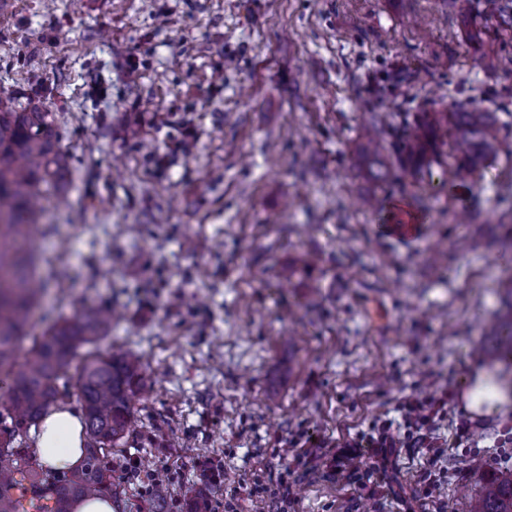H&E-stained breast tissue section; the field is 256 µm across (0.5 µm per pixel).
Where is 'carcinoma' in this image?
Returning a JSON list of instances; mask_svg holds the SVG:
<instances>
[{
	"instance_id": "cac0c4a2",
	"label": "carcinoma",
	"mask_w": 512,
	"mask_h": 512,
	"mask_svg": "<svg viewBox=\"0 0 512 512\" xmlns=\"http://www.w3.org/2000/svg\"><path fill=\"white\" fill-rule=\"evenodd\" d=\"M446 125L461 166L471 169L496 152L512 133L494 113L459 101L448 107L405 112L399 128L370 113L354 152L365 178L386 181L394 166L419 172L435 154L436 132ZM69 157L54 113L41 100L0 93V512H72L94 495L118 496L105 459L132 435L134 406L143 387L139 356L105 354L113 315L88 308L40 328L35 311L60 276L42 273L31 247L42 187L65 192ZM505 310L489 328L500 337L498 359L512 363V279L503 291ZM31 339L25 351L19 343ZM76 397L82 410L85 460L67 479L44 472L28 432L51 409ZM471 512H512V473L491 480L473 499Z\"/></svg>"
}]
</instances>
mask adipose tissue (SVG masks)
Returning <instances> with one entry per match:
<instances>
[{
    "mask_svg": "<svg viewBox=\"0 0 512 512\" xmlns=\"http://www.w3.org/2000/svg\"><path fill=\"white\" fill-rule=\"evenodd\" d=\"M489 367L471 370L463 381L462 403L473 416L505 413L512 409V389L492 384ZM34 446L42 463L55 471L77 469L83 461L81 415L71 408L50 411L33 429Z\"/></svg>",
    "mask_w": 512,
    "mask_h": 512,
    "instance_id": "1",
    "label": "adipose tissue"
}]
</instances>
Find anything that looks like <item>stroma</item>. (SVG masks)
<instances>
[{"label": "stroma", "mask_w": 512, "mask_h": 512, "mask_svg": "<svg viewBox=\"0 0 512 512\" xmlns=\"http://www.w3.org/2000/svg\"><path fill=\"white\" fill-rule=\"evenodd\" d=\"M7 2L0 90L41 96L72 169L43 202L54 232L36 245L68 278L38 316L117 307L106 345L145 365L113 469L168 463L183 500L205 485L203 448L228 477L218 500L261 475L290 486L287 512H434L413 449L390 459V496L369 448L349 474L343 449L444 391L440 498L469 512L512 426L461 402L471 366L497 362L485 325L512 272L490 240L512 214V141L461 175L440 131L430 169L379 186L351 157L370 113L440 97L512 126L499 0H470L466 18L448 0ZM420 208L415 235L382 232L379 212Z\"/></svg>", "instance_id": "obj_1"}]
</instances>
